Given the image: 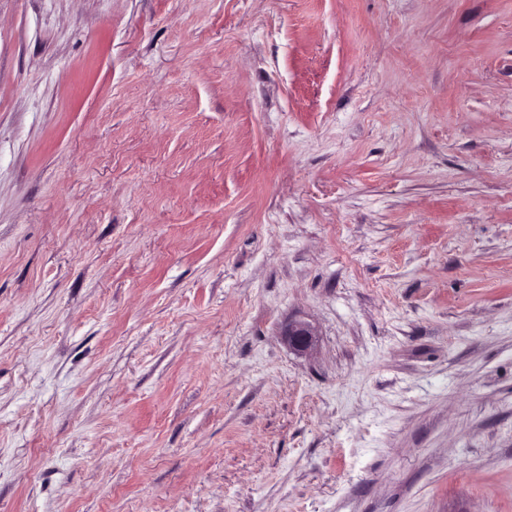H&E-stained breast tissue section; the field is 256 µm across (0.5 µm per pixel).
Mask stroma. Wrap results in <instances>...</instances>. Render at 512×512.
I'll list each match as a JSON object with an SVG mask.
<instances>
[{"label": "stroma", "instance_id": "stroma-1", "mask_svg": "<svg viewBox=\"0 0 512 512\" xmlns=\"http://www.w3.org/2000/svg\"><path fill=\"white\" fill-rule=\"evenodd\" d=\"M0 512H512V0H0ZM281 336L288 344V348L304 353L313 348L316 342V333L314 329L304 322H289L284 328Z\"/></svg>", "mask_w": 512, "mask_h": 512}]
</instances>
